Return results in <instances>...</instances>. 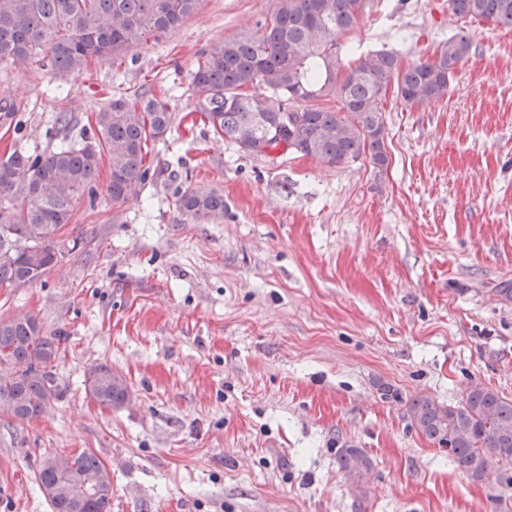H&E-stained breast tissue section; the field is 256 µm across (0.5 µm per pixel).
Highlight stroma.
<instances>
[{"instance_id":"35a3bbf8","label":"stroma","mask_w":512,"mask_h":512,"mask_svg":"<svg viewBox=\"0 0 512 512\" xmlns=\"http://www.w3.org/2000/svg\"><path fill=\"white\" fill-rule=\"evenodd\" d=\"M273 7L202 0L112 61L0 67L16 123L0 156L53 147L62 112L78 140L115 95L164 89L173 112L138 196L79 198L61 231L77 249L42 281L0 288V318L31 313L62 339L47 413H0V512H53L40 466L79 453L110 472L111 512H492L496 479H470L408 405L458 404L472 381L512 399V28L445 0H373L341 39L348 61L408 65L474 36L447 97L406 111L388 95L379 171L247 155L192 124L199 52L258 33ZM179 186L223 193V223L181 216ZM99 364L127 380L120 408L85 391ZM343 448L370 462L360 485ZM337 463L346 476L360 474L368 470V462L363 454L356 448H343L337 456Z\"/></svg>"}]
</instances>
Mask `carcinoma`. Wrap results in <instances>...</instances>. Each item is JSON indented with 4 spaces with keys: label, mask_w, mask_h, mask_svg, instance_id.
I'll return each instance as SVG.
<instances>
[{
    "label": "carcinoma",
    "mask_w": 512,
    "mask_h": 512,
    "mask_svg": "<svg viewBox=\"0 0 512 512\" xmlns=\"http://www.w3.org/2000/svg\"><path fill=\"white\" fill-rule=\"evenodd\" d=\"M200 0H0V65L20 68L36 62L66 74L115 59L134 43L155 41L178 28ZM368 0H275L258 36L219 40L202 50L191 87L202 120L213 134L239 151L266 155L283 145L328 165L362 156L375 169L388 164L384 100L391 86L402 108L448 95L457 65L470 55L473 37L460 31L442 42L433 60L401 65L393 52L369 54L348 65L339 37L354 28ZM456 17L512 28V0H448ZM337 108L315 101L330 94ZM82 128L81 142L62 139L42 153L24 148L0 158V288L41 281L58 264L55 254L73 252L77 240L61 239L74 201L98 195L107 166L106 196L125 203L149 177L148 142L164 139L173 113L166 97L135 92L114 96ZM181 215L213 224L224 222V195L175 189ZM60 338L41 331L29 314L0 318V412L25 420L45 413L55 395L53 364ZM86 392L112 409L129 399V386L106 365L84 375ZM414 426L448 448L457 466L473 480L490 471L499 481L496 512H512V399L471 384L457 406L424 398L409 407ZM345 475L368 470L356 448L337 456ZM70 470L112 497V478L93 455L54 456L38 479L54 512L65 497L50 493Z\"/></svg>",
    "instance_id": "carcinoma-1"
}]
</instances>
